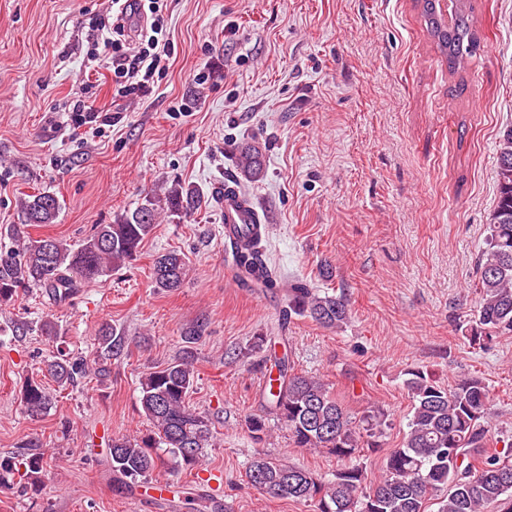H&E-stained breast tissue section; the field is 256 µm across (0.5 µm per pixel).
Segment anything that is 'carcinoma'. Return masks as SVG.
<instances>
[{
  "label": "carcinoma",
  "instance_id": "1",
  "mask_svg": "<svg viewBox=\"0 0 512 512\" xmlns=\"http://www.w3.org/2000/svg\"><path fill=\"white\" fill-rule=\"evenodd\" d=\"M460 2L462 8L451 29L438 22L433 0L421 2L430 33L452 69L478 46L471 0ZM265 152L258 142L237 147L235 171L227 182L239 188L243 181L263 177ZM496 175L497 201L478 264L477 317L467 336L472 346L480 348L512 332V126L500 132ZM202 203L197 189L174 181L146 195L117 221L96 225L77 244L52 237L27 242L20 236V226L11 225L0 231V238L12 240L11 247H0V306L10 303L21 288L40 290L56 303L66 301L80 286L133 260L160 215L180 218L200 209ZM20 208L26 225L53 224L61 203L56 194L43 191L21 199ZM237 260L255 281L266 286L273 283L276 272L264 259L261 241L238 252ZM188 272L187 256L169 251L154 259L152 282L162 291H175ZM281 316L284 321L306 316L324 327L338 328L348 320V300L296 281L288 289ZM273 368L277 377L270 381L277 380L279 385L275 391L268 390L263 413L247 417L251 437L263 440L272 418L287 429L295 447L326 451L350 464L325 480L307 469L259 455L246 469V478L256 489L310 503L316 512H425L427 501L440 491L444 495L438 512H482L490 504L497 505L499 512H512V442L499 450L490 447L492 405L482 379L466 378L445 388L419 370L408 371L412 409L403 444L389 453L382 475L368 483L363 468L352 458L365 436L370 438L367 445L377 446L386 425L384 411H368L358 425L322 380L294 372L283 358L275 359ZM44 371L57 386L66 388L86 373V362L60 351L44 362ZM194 381L193 356L188 350L141 378L139 401L154 433L112 439L109 456L115 481L145 478L168 461L186 469L198 465L213 433L209 419L189 404ZM54 401V393L42 380L27 379L21 396L27 416L47 415ZM23 467L22 490L38 492L43 483L42 458L33 455ZM18 472L12 458H1L0 487L11 485Z\"/></svg>",
  "mask_w": 512,
  "mask_h": 512
}]
</instances>
